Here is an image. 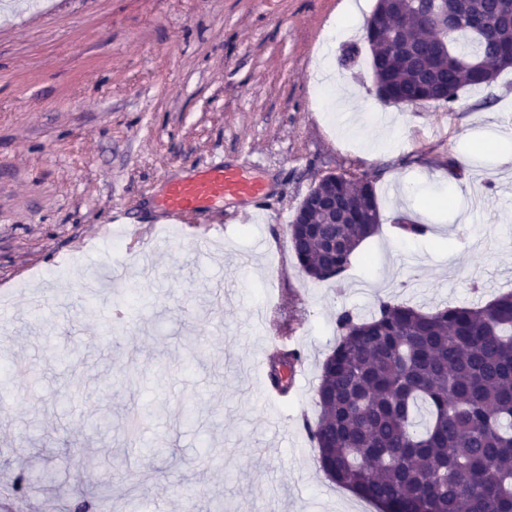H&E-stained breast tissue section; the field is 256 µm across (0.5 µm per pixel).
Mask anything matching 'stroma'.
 Returning a JSON list of instances; mask_svg holds the SVG:
<instances>
[{
  "mask_svg": "<svg viewBox=\"0 0 512 512\" xmlns=\"http://www.w3.org/2000/svg\"><path fill=\"white\" fill-rule=\"evenodd\" d=\"M0 13V481L26 471L18 512H376L329 481L303 425L316 418L336 316L377 298L431 312L512 290V164L471 146L512 126V70L452 109L402 108L374 90L360 30L330 38L342 0H7ZM334 83L379 124L338 138L313 89ZM456 160L461 178L449 180ZM221 160L263 181L265 217L227 199L165 234L168 182ZM376 175L380 232L340 281L293 262L287 226L328 172ZM431 225L398 238L397 215ZM123 277L97 289L89 274ZM130 314L107 344L99 309ZM294 320L306 361L295 398L265 395L269 321Z\"/></svg>",
  "mask_w": 512,
  "mask_h": 512,
  "instance_id": "obj_1",
  "label": "stroma"
}]
</instances>
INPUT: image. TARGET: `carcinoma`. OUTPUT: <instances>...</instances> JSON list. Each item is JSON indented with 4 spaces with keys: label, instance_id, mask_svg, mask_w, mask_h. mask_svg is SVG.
Returning a JSON list of instances; mask_svg holds the SVG:
<instances>
[{
    "label": "carcinoma",
    "instance_id": "cac0c4a2",
    "mask_svg": "<svg viewBox=\"0 0 512 512\" xmlns=\"http://www.w3.org/2000/svg\"><path fill=\"white\" fill-rule=\"evenodd\" d=\"M463 2L490 39L462 28L443 45L430 34L433 4L422 0L395 40H376L371 20L392 7L377 3L363 38L386 102L449 107L462 88L512 68V0ZM329 188L353 223L328 224L305 209L304 223L288 224L301 271L318 281L341 275L381 226L371 175L344 172ZM394 223L404 236L427 234L406 216ZM332 231L343 241L334 254L321 241ZM336 328L316 390L319 414L305 423L326 477L379 512H512V292L434 312L380 298L368 317L338 313ZM296 358L286 346L270 354V379L284 396L280 368Z\"/></svg>",
    "mask_w": 512,
    "mask_h": 512
}]
</instances>
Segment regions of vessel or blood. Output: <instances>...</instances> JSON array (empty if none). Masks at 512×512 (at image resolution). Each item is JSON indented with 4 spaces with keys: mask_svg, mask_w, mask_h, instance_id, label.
I'll return each mask as SVG.
<instances>
[{
    "mask_svg": "<svg viewBox=\"0 0 512 512\" xmlns=\"http://www.w3.org/2000/svg\"><path fill=\"white\" fill-rule=\"evenodd\" d=\"M265 195L263 183L234 166L215 162L203 165L192 177L170 182L160 208L168 223L202 224L214 202L239 198L257 205Z\"/></svg>",
    "mask_w": 512,
    "mask_h": 512,
    "instance_id": "obj_1",
    "label": "vessel or blood"
}]
</instances>
